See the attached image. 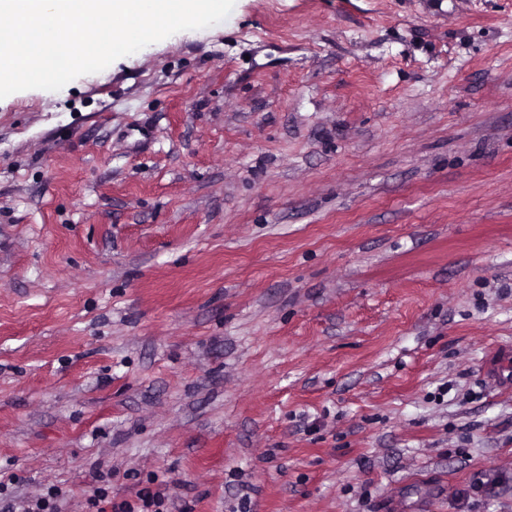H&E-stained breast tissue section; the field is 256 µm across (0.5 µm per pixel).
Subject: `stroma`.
<instances>
[{
  "label": "stroma",
  "mask_w": 512,
  "mask_h": 512,
  "mask_svg": "<svg viewBox=\"0 0 512 512\" xmlns=\"http://www.w3.org/2000/svg\"><path fill=\"white\" fill-rule=\"evenodd\" d=\"M98 471L512 512V0H236L0 99V502Z\"/></svg>",
  "instance_id": "1"
}]
</instances>
